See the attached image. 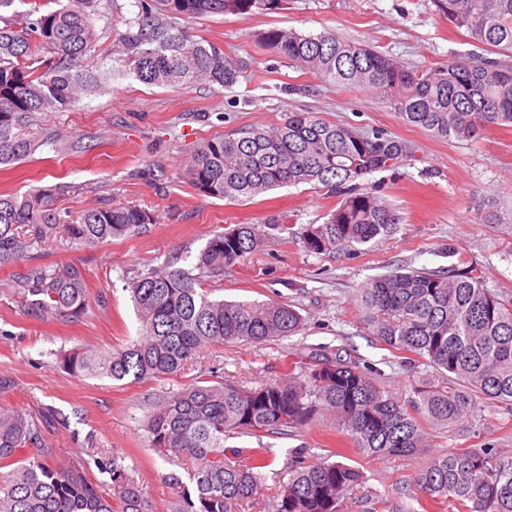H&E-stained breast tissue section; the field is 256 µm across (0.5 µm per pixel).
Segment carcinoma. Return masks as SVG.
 I'll use <instances>...</instances> for the list:
<instances>
[{"mask_svg": "<svg viewBox=\"0 0 512 512\" xmlns=\"http://www.w3.org/2000/svg\"><path fill=\"white\" fill-rule=\"evenodd\" d=\"M16 0H0V166L28 157L36 144L25 136L37 112L65 109L92 91L99 75L84 59L95 41L99 0H68L47 9V0L22 15L8 14ZM283 0H137L118 51L136 79L157 87L183 88L201 81L230 87L236 65L224 50L199 41L178 23L213 14L277 10ZM448 24L500 59L459 57L446 67H408L365 45L324 32L303 35L270 29L264 43L322 81L369 89L402 120L432 135L473 140L490 127H512V0H439ZM408 142L382 132L362 134L314 112H290L272 131L251 130L204 141L186 167L199 193L247 201L283 186H322L339 198L323 224L289 230L314 254L367 244L390 235L401 217L366 191L364 177L411 156ZM157 216L137 206L84 211L66 225L80 246L129 235ZM60 224L52 195L34 189L0 194V268L23 259L30 246L51 237ZM262 243L254 224H239L210 238L194 259V274L171 263L152 267L127 284L141 326L139 340L104 353L75 349L62 366L77 376L115 382L173 376L201 350L244 341L264 344L295 336L303 317L278 301L215 299L203 275H224ZM27 313L79 318L91 293L75 265H32L15 280ZM356 305L364 329L378 342L433 366L436 378L414 388L412 408L341 354L298 355L291 369L301 380H274L243 390L201 380L157 402L145 428L151 446L183 473L166 475L178 489L173 512H240L255 499L270 466L269 448L239 460L228 457L232 433H278L307 425L331 411L341 433L368 457L412 455L424 448L421 421L453 426L481 403L512 412V299L483 287L472 269H411L365 283ZM69 427V417L47 406L40 416L0 411V512H152L137 480L118 456L97 467L109 481L97 484L86 466L56 456L45 429ZM288 481L270 512H345V500L363 473L342 461L307 463L296 456ZM417 484L428 502L451 512H512V456L492 448L444 450L429 457Z\"/></svg>", "mask_w": 512, "mask_h": 512, "instance_id": "obj_1", "label": "carcinoma"}]
</instances>
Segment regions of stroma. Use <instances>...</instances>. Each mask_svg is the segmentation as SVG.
<instances>
[{"label": "stroma", "mask_w": 512, "mask_h": 512, "mask_svg": "<svg viewBox=\"0 0 512 512\" xmlns=\"http://www.w3.org/2000/svg\"><path fill=\"white\" fill-rule=\"evenodd\" d=\"M99 35L87 63L109 75L95 92L61 112H40L27 128L36 151L0 170V193L34 187L53 192L61 228L34 245L30 262L71 263L84 273L94 301L71 322L28 315L15 279L24 265L0 269V375L13 381L0 393V408L36 415L45 406L66 414L69 425L50 428L47 441L59 460L81 456L91 478L102 457L119 454L145 489L153 512H171L176 494L165 479L172 467L150 447L144 423L154 402L216 372L229 385L256 388L282 378L292 354H342L370 374L400 404L429 377V367L408 363L363 328L354 296L369 279L401 270L476 268L485 288L512 296V128L488 129L480 139L458 141L406 124L386 101L367 89L329 85L264 48L260 32H330L392 56L409 67H440L458 56L488 59L486 46L451 27L437 0H284L280 9L214 14L182 20L193 39L221 46L241 65L236 84H197L185 89L143 84L108 59L136 0H101ZM370 133L410 141L413 157L364 178L367 189L395 208L403 221L387 238L315 255L288 231H271L262 250L225 268L208 285L225 299H271L293 304L304 318L300 334L263 345H215L189 360L177 375L139 383L78 377L57 362L73 347L110 351L140 336L128 279L151 266H189L213 234L238 224L266 226L286 218L289 227L324 223L336 195L307 184L283 187L249 201L198 193L184 178L191 153L206 139L252 129L272 130L291 112ZM135 205L156 223L134 235L92 248L73 243L65 230L89 208ZM431 450L493 448L512 454V413L482 405L473 417L441 429L425 424ZM342 435L325 411L294 432L226 439L231 450L269 448L274 462L246 512H268L280 483L288 480L295 451L306 461H329ZM347 463L363 484L347 499L348 512H367L372 498L393 512H422L416 480L425 455L367 457L350 447Z\"/></svg>", "instance_id": "stroma-1"}]
</instances>
